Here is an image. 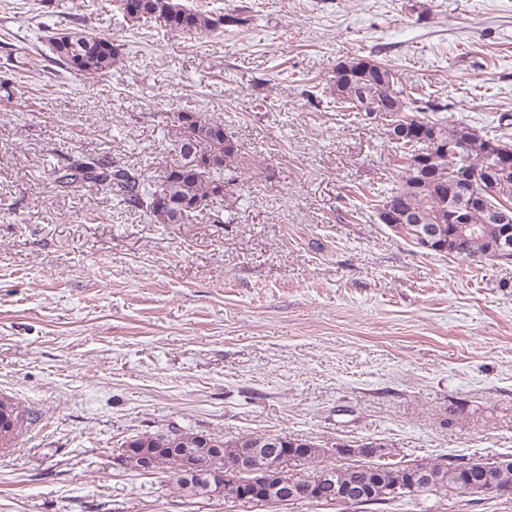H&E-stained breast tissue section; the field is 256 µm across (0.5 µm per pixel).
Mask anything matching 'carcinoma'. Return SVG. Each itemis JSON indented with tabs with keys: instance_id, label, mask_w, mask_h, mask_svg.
<instances>
[{
	"instance_id": "1",
	"label": "carcinoma",
	"mask_w": 512,
	"mask_h": 512,
	"mask_svg": "<svg viewBox=\"0 0 512 512\" xmlns=\"http://www.w3.org/2000/svg\"><path fill=\"white\" fill-rule=\"evenodd\" d=\"M123 11L135 9L142 19L161 20L175 36L208 34L229 24L244 27L247 16L202 12L182 3V0H117ZM60 42L51 48L52 62L62 69L89 75H102L123 66L124 52L112 36L91 33L80 28L64 27ZM330 93L340 104H348L357 112H370L386 121L384 135L391 139V126L405 125L408 143L395 145V167L400 172L396 184L368 199L370 207L386 206L399 209L416 218L405 239L414 242L415 232L432 228L437 233V251L471 263L494 261L512 263V254L496 251L497 225L491 223L492 211L512 208V170L503 177L500 194L488 198L469 216L472 229L462 233L458 225L448 222L451 180L470 170H493L504 163L512 165V113L497 116L499 143L511 147L507 156L490 152V139L463 121H448L444 112L448 104L437 97L422 95L403 87L398 72L389 63L373 55H354L336 63L330 77ZM183 108L169 116L170 142L175 158L166 166L163 182L152 187L141 173L116 164L106 158H78L56 171L55 182L62 189L78 184L96 187L121 197L130 206L155 218L156 199L167 209L168 223L179 224L189 214L206 206L212 199L224 197V181H233V164L240 156L236 141L221 120L196 113L192 121L182 120ZM190 142L203 150L201 163L188 167L182 147ZM426 159L424 174L414 168L411 158ZM151 451V471H168L189 496L206 494L210 478L231 472L246 477L253 463V448H265L282 457L279 479L295 488L307 485L324 471L335 478V491L324 493L316 500L320 505L336 504V492L349 486H361L372 497V503L384 504L403 496L429 497L450 501L460 495L487 494L512 501V454L489 460H475L468 470H457L440 462L393 463L387 445L371 444V450L358 459L344 464L319 465L305 473L289 470L288 463L315 460L331 452L306 438L280 435L248 434L230 439L211 437L176 425L151 434H137L121 445L123 463L137 470L142 449Z\"/></svg>"
}]
</instances>
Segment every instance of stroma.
<instances>
[{
    "mask_svg": "<svg viewBox=\"0 0 512 512\" xmlns=\"http://www.w3.org/2000/svg\"><path fill=\"white\" fill-rule=\"evenodd\" d=\"M185 2L252 22L175 36L115 0H0V392L37 419L0 459V512H331L189 496L120 464L128 437L171 424L381 442L405 464L512 453V264L380 224L350 188H390L394 150L328 84L377 51L495 137L512 0ZM69 22L124 44V66L48 62L44 27ZM187 105L223 121L243 165L183 223L56 186L81 155L160 182L168 116Z\"/></svg>",
    "mask_w": 512,
    "mask_h": 512,
    "instance_id": "1",
    "label": "stroma"
}]
</instances>
